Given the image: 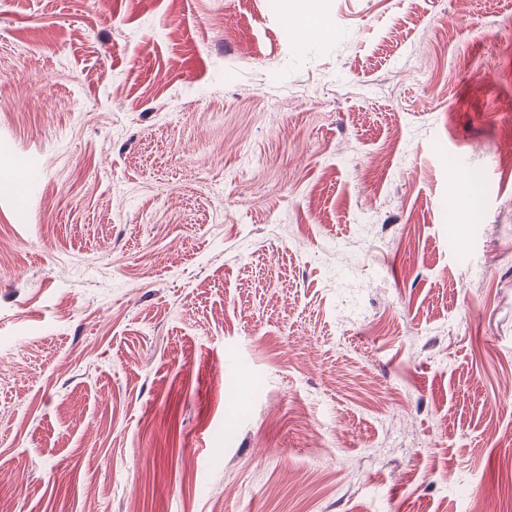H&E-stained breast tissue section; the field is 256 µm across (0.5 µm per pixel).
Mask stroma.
<instances>
[{
  "label": "stroma",
  "instance_id": "stroma-1",
  "mask_svg": "<svg viewBox=\"0 0 512 512\" xmlns=\"http://www.w3.org/2000/svg\"><path fill=\"white\" fill-rule=\"evenodd\" d=\"M305 5L0 0L12 512L512 495V0Z\"/></svg>",
  "mask_w": 512,
  "mask_h": 512
}]
</instances>
